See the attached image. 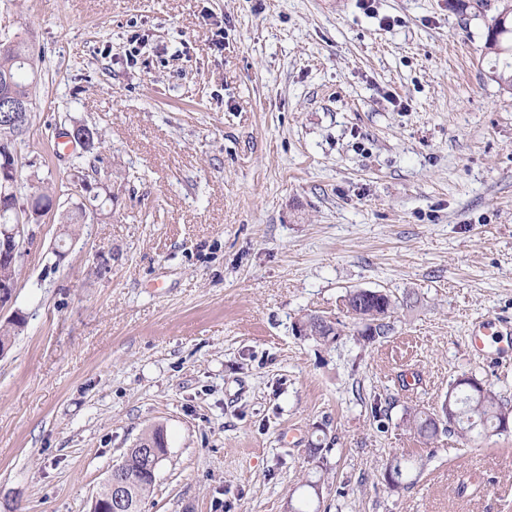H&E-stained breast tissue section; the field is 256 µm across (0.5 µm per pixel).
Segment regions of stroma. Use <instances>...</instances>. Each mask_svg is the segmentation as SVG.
I'll list each match as a JSON object with an SVG mask.
<instances>
[{"label":"stroma","mask_w":512,"mask_h":512,"mask_svg":"<svg viewBox=\"0 0 512 512\" xmlns=\"http://www.w3.org/2000/svg\"><path fill=\"white\" fill-rule=\"evenodd\" d=\"M487 23L448 0H0V40L36 49L19 202L67 183L68 120L104 135L112 195L72 237L29 227L0 312L24 319L0 356V512H90L155 424L144 512H287L320 467L319 512H512V431L427 444L405 420L465 375L512 403V335L480 355L470 335L512 324V90ZM350 290L413 303L365 345ZM311 313L341 338L297 335ZM396 456L422 466L393 491Z\"/></svg>","instance_id":"stroma-1"}]
</instances>
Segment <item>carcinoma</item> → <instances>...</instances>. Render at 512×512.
Masks as SVG:
<instances>
[{
  "label": "carcinoma",
  "mask_w": 512,
  "mask_h": 512,
  "mask_svg": "<svg viewBox=\"0 0 512 512\" xmlns=\"http://www.w3.org/2000/svg\"><path fill=\"white\" fill-rule=\"evenodd\" d=\"M512 4L508 0H479L480 12H493L483 46L484 56L493 58L492 78L512 87V12L503 22L500 16ZM34 50L25 41H0V94H11L31 100V85L35 77L21 59L32 60ZM348 302L346 313L360 326L357 331L359 340L371 344L385 337L390 331L391 314L400 305L382 291L367 293L363 290H351L346 293ZM309 322V336L323 342H335L341 336V329L330 323H316L313 315L303 316ZM472 385L464 390L460 383L448 389V418L443 428H438L435 415L425 411H415L408 415V424L422 437L432 440L439 432L466 435H499L512 428V405L501 400L490 382L473 375L467 378ZM151 443L153 454L143 452L142 445ZM167 432L161 425H155L145 432L138 441L112 465V475L128 482L130 489L131 512H141L142 505L152 493L156 472L160 462L167 455ZM416 461L393 458L386 469L385 481L392 489L404 485V479L415 468Z\"/></svg>",
  "instance_id": "1"
}]
</instances>
